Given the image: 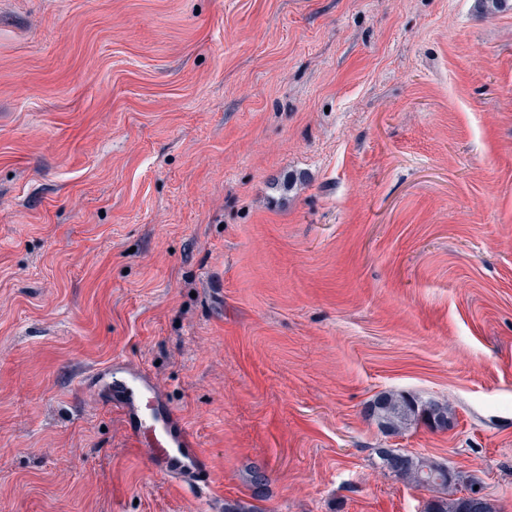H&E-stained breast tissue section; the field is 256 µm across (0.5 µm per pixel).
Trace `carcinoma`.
Here are the masks:
<instances>
[{"label": "carcinoma", "instance_id": "1", "mask_svg": "<svg viewBox=\"0 0 512 512\" xmlns=\"http://www.w3.org/2000/svg\"><path fill=\"white\" fill-rule=\"evenodd\" d=\"M481 13L495 14L512 9V0H475ZM369 415L385 431L398 434L419 421L426 423L432 419L442 418L449 423L452 419L451 409L447 404L435 402L420 403L403 394L388 393L375 399L370 406ZM383 467L395 478L418 489L437 493L429 501L426 512H473V505L458 495L459 487L464 484L460 472H448L424 456H414L408 452L395 450L392 455L379 451Z\"/></svg>", "mask_w": 512, "mask_h": 512}]
</instances>
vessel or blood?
I'll list each match as a JSON object with an SVG mask.
<instances>
[{
    "instance_id": "obj_1",
    "label": "vessel or blood",
    "mask_w": 512,
    "mask_h": 512,
    "mask_svg": "<svg viewBox=\"0 0 512 512\" xmlns=\"http://www.w3.org/2000/svg\"><path fill=\"white\" fill-rule=\"evenodd\" d=\"M118 374L97 369L86 373L83 384L91 397L105 399L117 412L131 449L158 477L173 485L209 489L213 473L211 456L153 373L139 363L121 358Z\"/></svg>"
}]
</instances>
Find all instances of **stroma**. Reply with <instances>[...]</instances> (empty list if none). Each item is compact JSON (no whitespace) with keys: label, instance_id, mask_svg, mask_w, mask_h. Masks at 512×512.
Returning <instances> with one entry per match:
<instances>
[{"label":"stroma","instance_id":"1","mask_svg":"<svg viewBox=\"0 0 512 512\" xmlns=\"http://www.w3.org/2000/svg\"><path fill=\"white\" fill-rule=\"evenodd\" d=\"M118 357L210 495L85 393ZM381 448L512 512V10L0 0V512H425ZM119 376L106 382L110 370L97 369L82 377L91 397L105 399L117 412L131 449L153 474L173 485L198 491L209 489L213 473L211 456L153 373L139 363L114 359ZM369 415L377 421L379 427L392 434H398L419 421L430 423L432 418L441 417L448 426L452 419L448 404H419L413 397L395 393L376 398L370 406Z\"/></svg>","mask_w":512,"mask_h":512}]
</instances>
